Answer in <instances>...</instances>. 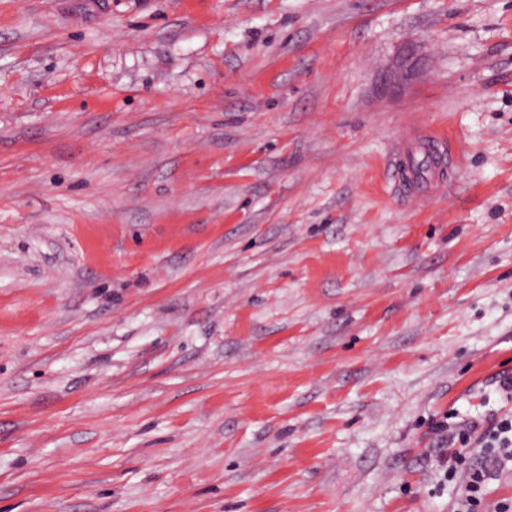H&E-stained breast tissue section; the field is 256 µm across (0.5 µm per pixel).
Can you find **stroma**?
<instances>
[{
  "label": "stroma",
  "instance_id": "stroma-1",
  "mask_svg": "<svg viewBox=\"0 0 512 512\" xmlns=\"http://www.w3.org/2000/svg\"><path fill=\"white\" fill-rule=\"evenodd\" d=\"M502 371L512 0H0V512H454ZM411 162L412 165L409 163V171L416 185L414 195L421 196L430 182L429 175L435 170L445 167L446 158L444 155L438 154L437 152L434 153L433 157H424L423 154H416L411 159ZM425 164L428 166V170L422 174L419 170H422Z\"/></svg>",
  "mask_w": 512,
  "mask_h": 512
}]
</instances>
